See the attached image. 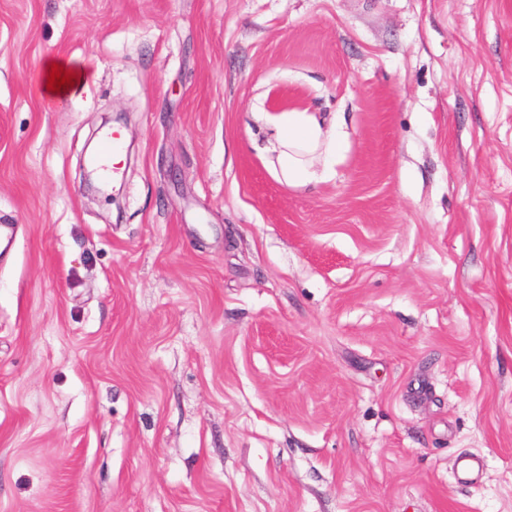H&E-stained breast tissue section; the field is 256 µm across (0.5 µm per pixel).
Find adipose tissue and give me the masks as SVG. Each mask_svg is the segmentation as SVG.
Here are the masks:
<instances>
[{
    "instance_id": "1",
    "label": "adipose tissue",
    "mask_w": 512,
    "mask_h": 512,
    "mask_svg": "<svg viewBox=\"0 0 512 512\" xmlns=\"http://www.w3.org/2000/svg\"><path fill=\"white\" fill-rule=\"evenodd\" d=\"M255 118L268 132L259 152L278 181L298 187L328 179L347 139L335 114L291 109Z\"/></svg>"
}]
</instances>
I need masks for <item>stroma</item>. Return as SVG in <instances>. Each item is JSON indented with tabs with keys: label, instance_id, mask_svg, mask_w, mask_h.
I'll return each mask as SVG.
<instances>
[{
	"label": "stroma",
	"instance_id": "35a3bbf8",
	"mask_svg": "<svg viewBox=\"0 0 512 512\" xmlns=\"http://www.w3.org/2000/svg\"><path fill=\"white\" fill-rule=\"evenodd\" d=\"M0 223V512H512V0H0ZM53 65H58V70L60 73V76H72V84H68V86H61L60 91L52 90V87H48L49 79L51 76V67ZM78 77H84L83 73L68 67L64 62L59 60H50L45 64V81H44V90L46 93H48L51 96H60L64 97L68 95L77 80ZM330 113L308 109L255 113L269 134L259 153L269 157L278 181L298 187L328 179L347 139L336 112ZM121 135L116 131H112V133L107 134L103 139L100 147L99 155L96 159V164L98 165V169L102 171V174L105 177L110 176L111 174L114 176L119 173V165L110 166V160L114 154H117L121 149Z\"/></svg>",
	"mask_w": 512,
	"mask_h": 512
}]
</instances>
